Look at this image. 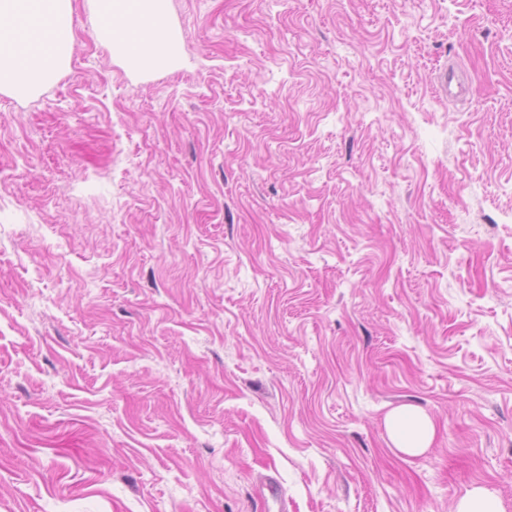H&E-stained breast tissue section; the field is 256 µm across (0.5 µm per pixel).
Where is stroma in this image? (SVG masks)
I'll use <instances>...</instances> for the list:
<instances>
[{
    "mask_svg": "<svg viewBox=\"0 0 512 512\" xmlns=\"http://www.w3.org/2000/svg\"><path fill=\"white\" fill-rule=\"evenodd\" d=\"M72 20L0 94V512H512V0H169L150 70ZM385 426L395 447L410 456L427 451L435 434L431 419L413 407L392 409L385 418ZM456 512H502L497 494L486 487H474L461 496Z\"/></svg>",
    "mask_w": 512,
    "mask_h": 512,
    "instance_id": "1",
    "label": "stroma"
}]
</instances>
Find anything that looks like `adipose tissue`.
Returning <instances> with one entry per match:
<instances>
[{"mask_svg":"<svg viewBox=\"0 0 512 512\" xmlns=\"http://www.w3.org/2000/svg\"><path fill=\"white\" fill-rule=\"evenodd\" d=\"M168 0H98L96 35L130 67H163L178 53L166 29ZM74 39L71 0H0V92L31 96L54 80ZM385 426L396 448L414 456L431 446V419L412 407L392 409Z\"/></svg>","mask_w":512,"mask_h":512,"instance_id":"1","label":"adipose tissue"}]
</instances>
